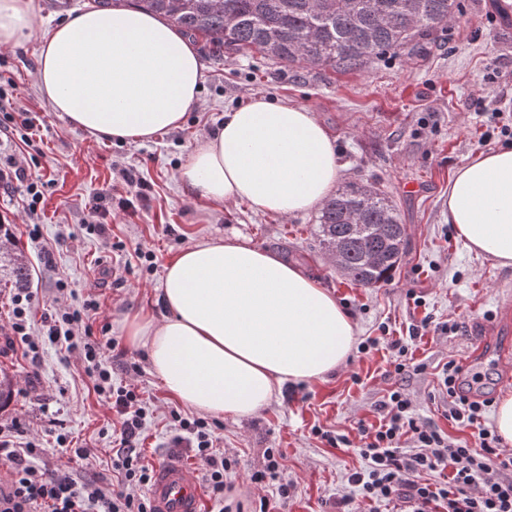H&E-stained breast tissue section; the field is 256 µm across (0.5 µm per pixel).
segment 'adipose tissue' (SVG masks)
I'll use <instances>...</instances> for the list:
<instances>
[{
	"mask_svg": "<svg viewBox=\"0 0 512 512\" xmlns=\"http://www.w3.org/2000/svg\"><path fill=\"white\" fill-rule=\"evenodd\" d=\"M36 0H0V49L19 47ZM198 52L165 20L92 10L54 26L35 69L53 111L96 139L148 142L181 127L199 102ZM336 148L313 112L263 97L228 113L179 171L195 199L248 203L290 216L323 203L340 178ZM448 221L472 250L512 263V147L459 167ZM161 320L125 322L133 347L181 404L243 419L286 384L314 383L346 365L355 343L335 295L240 235L188 244L164 272Z\"/></svg>",
	"mask_w": 512,
	"mask_h": 512,
	"instance_id": "ef3b65f1",
	"label": "adipose tissue"
}]
</instances>
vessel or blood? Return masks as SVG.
Listing matches in <instances>:
<instances>
[{
  "label": "vessel or blood",
  "instance_id": "obj_1",
  "mask_svg": "<svg viewBox=\"0 0 512 512\" xmlns=\"http://www.w3.org/2000/svg\"><path fill=\"white\" fill-rule=\"evenodd\" d=\"M512 332V299L499 306L493 323L483 330L485 338ZM155 512H206L198 467L172 459L158 465L149 489Z\"/></svg>",
  "mask_w": 512,
  "mask_h": 512
}]
</instances>
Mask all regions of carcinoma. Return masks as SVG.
I'll return each instance as SVG.
<instances>
[{
    "instance_id": "1",
    "label": "carcinoma",
    "mask_w": 512,
    "mask_h": 512,
    "mask_svg": "<svg viewBox=\"0 0 512 512\" xmlns=\"http://www.w3.org/2000/svg\"><path fill=\"white\" fill-rule=\"evenodd\" d=\"M172 20L183 33L206 39L215 56L253 54L286 65L347 72L402 50L456 15L457 0H130ZM320 244L341 246L348 277L363 288L388 283L405 238L396 206L378 189L352 181L318 216ZM15 287L28 266L5 259Z\"/></svg>"
}]
</instances>
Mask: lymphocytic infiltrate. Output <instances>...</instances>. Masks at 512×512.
Here are the masks:
<instances>
[{
  "label": "lymphocytic infiltrate",
  "mask_w": 512,
  "mask_h": 512,
  "mask_svg": "<svg viewBox=\"0 0 512 512\" xmlns=\"http://www.w3.org/2000/svg\"><path fill=\"white\" fill-rule=\"evenodd\" d=\"M11 81L0 83V137L20 138L27 148H35V118L31 112L12 108ZM22 184L24 211L31 225L30 239L40 238L37 223L40 204L47 187L42 178L32 176L25 166L9 162L0 167V188ZM34 306L31 292L22 290L11 299L6 344L21 347L30 359H38L40 345L31 334L30 314ZM96 300H86L82 308L59 307L43 320V334L67 351L79 352L87 364L94 391L115 413L119 428L115 432L117 449L112 456L115 485L102 487L99 480L75 477L68 466L49 470L35 465L39 453L35 444L14 447L11 436L21 432L14 421L0 425V470L6 480L0 484V512H152L147 490L154 470L143 460L141 441L149 408L137 389L112 382V363L108 355L118 344L115 339L95 336L88 317L97 310ZM461 369L454 363L442 367L440 382L447 402L446 418L456 426L471 430L475 446L458 445L430 423L419 421L411 400L398 389L389 391L378 409V424H358L359 454L365 459L363 470L349 474V483L363 498L374 503L400 499L410 503L412 512H512V454L502 448L503 440L483 422L491 399H477L459 384ZM179 431L174 444L195 460L204 472L210 498L224 501V476L232 470L233 459L216 448L215 432L208 421L174 415ZM264 464L254 470L255 484L277 485L276 500L261 499L258 512H277L286 505L293 489L283 479L281 456L266 449ZM439 473L443 480L429 481Z\"/></svg>",
  "instance_id": "lymphocytic-infiltrate-1"
}]
</instances>
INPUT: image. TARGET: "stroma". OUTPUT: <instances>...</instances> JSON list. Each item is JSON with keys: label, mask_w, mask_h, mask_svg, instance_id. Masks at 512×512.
Instances as JSON below:
<instances>
[{"label": "stroma", "mask_w": 512, "mask_h": 512, "mask_svg": "<svg viewBox=\"0 0 512 512\" xmlns=\"http://www.w3.org/2000/svg\"><path fill=\"white\" fill-rule=\"evenodd\" d=\"M89 7L88 0H38L30 35L7 53L16 84L13 103L36 116L43 140V155L31 170L48 183L39 241L27 234L21 186L0 191V215L8 218L13 234L7 249L21 253L30 268L34 324L51 310L58 281H67L75 291L73 306L96 296L94 327L108 326L109 337L136 362L134 373L113 366L112 379L137 385L151 403L146 461L157 463L172 449L176 432L170 413L182 405L151 374L144 352L130 348L123 319L138 312L163 318L159 286L166 264L192 241L235 233L330 290L352 318L357 341L380 340L385 331L408 337L413 329L419 337L410 339L408 371L395 372V354L380 340L367 353H351L346 366L322 381L287 385L253 418H218L217 446L238 460L224 478L225 505L234 512H257L260 498L274 495V484L256 486L249 474L262 465L265 449L276 448L294 484L281 512H334L345 496L356 512H370L371 503L347 481L366 465L358 449L330 446L314 430L356 437V424L378 423V403L398 386L410 395L420 419L475 446L470 430L446 419L438 374L445 363L466 357L469 371L485 376L479 393L496 399L512 391V375L496 355L497 348H512V335L496 337L492 351L482 353L474 338L477 326L493 319L501 290L512 288V265L470 251L457 238L448 222V186L461 165L503 145L487 133L496 110L512 111V0H459L452 23L347 73L287 66L258 54L219 59L203 39H195L203 63L200 104L187 112L181 128L150 142L96 141L52 111L33 82L46 36ZM258 96L311 109L336 146L341 182L374 185L394 202L406 242L390 282L362 288L341 275L319 243L317 211L282 217L186 194L179 170L191 150L221 126L225 113ZM121 167L136 169L150 192L134 217L111 211L112 244L106 247L86 225L96 195L125 194L117 175ZM141 249L154 253L153 262L138 258ZM444 322L458 324L457 333L434 332V325ZM1 365L16 386L10 404L0 408V421L17 418L26 425L16 445L35 441L41 447L36 465L56 468L67 461L57 441L62 434L93 451L78 467V477L111 476L117 420L76 356L46 343L38 360L10 350L0 353Z\"/></svg>", "instance_id": "obj_1"}]
</instances>
